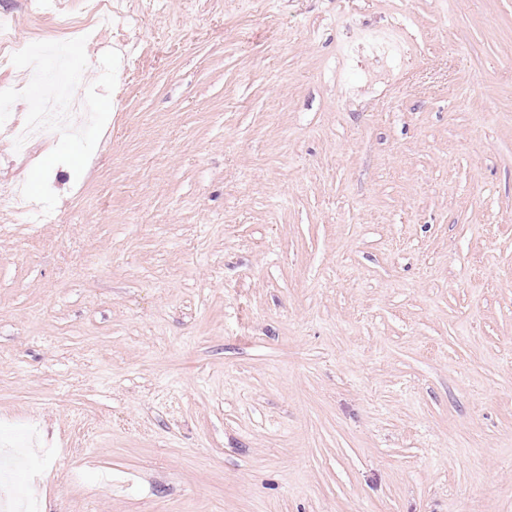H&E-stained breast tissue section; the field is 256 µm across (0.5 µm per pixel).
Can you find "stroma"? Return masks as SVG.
Returning a JSON list of instances; mask_svg holds the SVG:
<instances>
[{
    "mask_svg": "<svg viewBox=\"0 0 512 512\" xmlns=\"http://www.w3.org/2000/svg\"><path fill=\"white\" fill-rule=\"evenodd\" d=\"M123 2L82 175L0 206L24 500L512 512V0ZM81 8L0 0L21 49ZM53 148L0 129V182Z\"/></svg>",
    "mask_w": 512,
    "mask_h": 512,
    "instance_id": "obj_1",
    "label": "stroma"
}]
</instances>
